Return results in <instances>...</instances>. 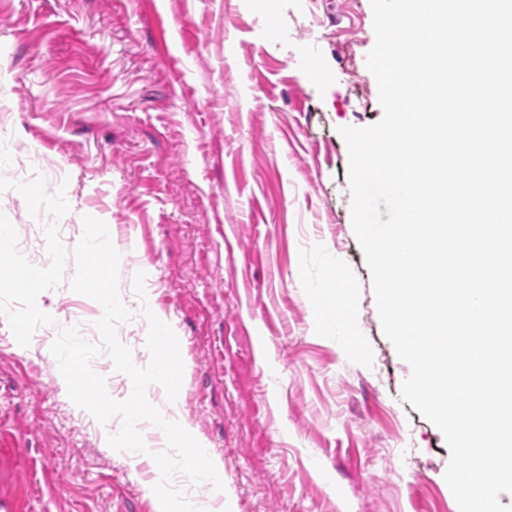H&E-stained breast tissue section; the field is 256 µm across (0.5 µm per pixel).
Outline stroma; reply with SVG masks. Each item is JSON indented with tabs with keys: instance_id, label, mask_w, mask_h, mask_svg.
Returning a JSON list of instances; mask_svg holds the SVG:
<instances>
[{
	"instance_id": "1",
	"label": "stroma",
	"mask_w": 512,
	"mask_h": 512,
	"mask_svg": "<svg viewBox=\"0 0 512 512\" xmlns=\"http://www.w3.org/2000/svg\"><path fill=\"white\" fill-rule=\"evenodd\" d=\"M371 0H0V152L46 156L73 249L106 223L146 366L149 305L188 378L161 412L224 464L229 512H459L442 432L401 387L355 236L340 128L383 117ZM19 238L46 240L20 193ZM144 273L146 300L133 289ZM65 280L19 345L0 316V499L12 512H157L149 461L113 450L68 397L50 345L96 301Z\"/></svg>"
}]
</instances>
